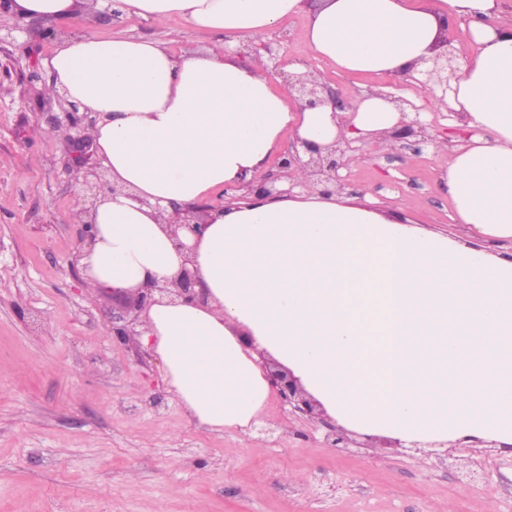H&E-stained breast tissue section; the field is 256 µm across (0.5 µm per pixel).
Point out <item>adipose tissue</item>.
<instances>
[{"label": "adipose tissue", "mask_w": 512, "mask_h": 512, "mask_svg": "<svg viewBox=\"0 0 512 512\" xmlns=\"http://www.w3.org/2000/svg\"><path fill=\"white\" fill-rule=\"evenodd\" d=\"M115 7L158 23L223 33L204 49L88 32L59 41L54 91L91 113L108 187L76 203L95 241L80 260L94 293L174 280L192 258L206 302L162 299L143 315L140 346L156 355L177 402L200 424L244 427L269 394L261 356L292 371L342 425L409 443L493 430L512 441V260L391 221L371 198L336 200L294 170L291 196L245 192L285 133L320 149L372 142L404 110L375 87L310 108L264 58L236 49L308 12L303 37L337 71L421 81L457 18L472 53L448 75L440 111L466 140L436 141L457 223L512 240V25L499 0H12L10 15L92 18ZM208 203L197 232L172 234L173 204ZM192 249L184 256L173 243Z\"/></svg>", "instance_id": "ef3b65f1"}]
</instances>
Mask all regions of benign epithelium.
Listing matches in <instances>:
<instances>
[{
  "label": "benign epithelium",
  "mask_w": 512,
  "mask_h": 512,
  "mask_svg": "<svg viewBox=\"0 0 512 512\" xmlns=\"http://www.w3.org/2000/svg\"><path fill=\"white\" fill-rule=\"evenodd\" d=\"M454 60H456V56L450 53L446 55V64H435L434 68L428 72V78L424 85L432 90L434 86L443 84L446 78L442 76V73L448 69L447 63ZM292 87L307 107H315L326 101L331 102L335 107L338 106V101L329 93L326 84L312 72L298 76L292 83ZM88 149L89 144L85 137L78 136L73 139L72 160L76 167L79 168L84 164ZM306 150L312 153V157L307 162H302L298 150L295 149L280 159L278 168L288 174L292 166L302 163L309 168L311 175L321 176L327 183L336 181V172L343 166L341 156L336 154V150L332 149L324 155L316 154V149L310 145L306 146ZM172 208L176 215L174 229L185 227L192 232L196 231L197 225L190 223V218L194 217L202 209V206L182 208L174 204ZM169 294L191 302L203 301L206 298L197 270L184 265L177 278L170 284L161 285L156 281H151L137 289L132 295L112 296V303L115 304V307L112 308V335L124 341L139 335L137 330L138 313L157 303V298ZM267 378L272 388L277 390L279 397L287 402L294 411L301 414L313 412L311 400L305 396L297 380L291 374L270 373Z\"/></svg>",
  "instance_id": "1"
}]
</instances>
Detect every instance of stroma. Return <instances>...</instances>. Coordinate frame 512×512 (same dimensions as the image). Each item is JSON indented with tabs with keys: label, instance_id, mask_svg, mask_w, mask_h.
<instances>
[{
	"label": "stroma",
	"instance_id": "35a3bbf8",
	"mask_svg": "<svg viewBox=\"0 0 512 512\" xmlns=\"http://www.w3.org/2000/svg\"><path fill=\"white\" fill-rule=\"evenodd\" d=\"M307 13L252 42L274 67L298 64L348 102L378 78L336 71L302 40ZM18 28L0 12V512H512V447L472 438L441 448L345 430L269 394L258 422L218 431L198 424L169 392L157 358L112 334V301L79 269L76 198L95 180L72 167L69 105L48 91L57 38L180 39L214 33L177 17L158 24L82 15ZM419 114L426 137L383 138L345 167L336 195H370L379 208L452 240L466 239L440 174L437 136L461 135L421 83L387 81ZM467 240V239H466Z\"/></svg>",
	"mask_w": 512,
	"mask_h": 512
}]
</instances>
